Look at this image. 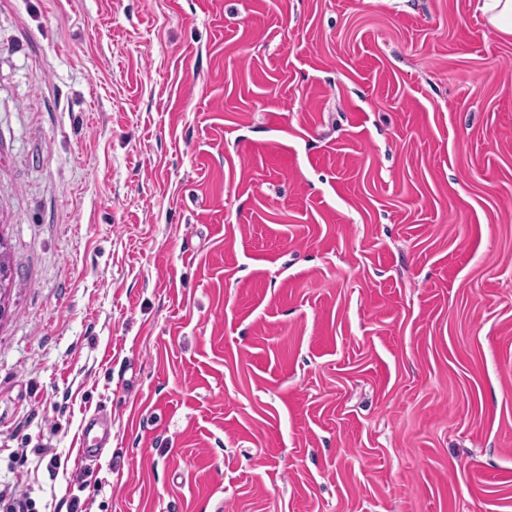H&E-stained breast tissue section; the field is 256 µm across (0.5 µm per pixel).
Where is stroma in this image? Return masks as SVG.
<instances>
[{"label":"stroma","instance_id":"35a3bbf8","mask_svg":"<svg viewBox=\"0 0 512 512\" xmlns=\"http://www.w3.org/2000/svg\"><path fill=\"white\" fill-rule=\"evenodd\" d=\"M475 3L0 0V490L512 512V37ZM96 425L97 423L95 420L90 419L83 428L82 439L76 458V465H81L88 460H93L97 457H100V451L102 449V438L100 439V442H93V440H90V434Z\"/></svg>","mask_w":512,"mask_h":512}]
</instances>
